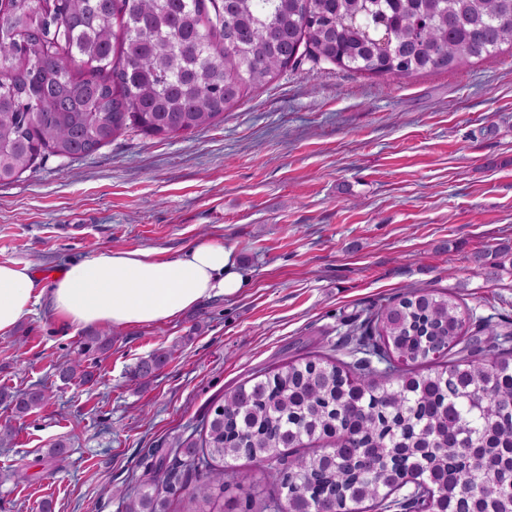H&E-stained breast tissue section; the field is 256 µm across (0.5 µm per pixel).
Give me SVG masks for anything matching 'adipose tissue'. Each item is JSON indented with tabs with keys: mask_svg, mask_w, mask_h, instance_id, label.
Returning <instances> with one entry per match:
<instances>
[{
	"mask_svg": "<svg viewBox=\"0 0 512 512\" xmlns=\"http://www.w3.org/2000/svg\"><path fill=\"white\" fill-rule=\"evenodd\" d=\"M241 286L231 251L215 242L168 260L150 249L101 250L44 285L30 265L0 262V335L43 299L72 326L125 328L177 317L202 299L235 295Z\"/></svg>",
	"mask_w": 512,
	"mask_h": 512,
	"instance_id": "1",
	"label": "adipose tissue"
}]
</instances>
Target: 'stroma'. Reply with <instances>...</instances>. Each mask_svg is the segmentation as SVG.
Wrapping results in <instances>:
<instances>
[{
	"instance_id": "1",
	"label": "stroma",
	"mask_w": 512,
	"mask_h": 512,
	"mask_svg": "<svg viewBox=\"0 0 512 512\" xmlns=\"http://www.w3.org/2000/svg\"><path fill=\"white\" fill-rule=\"evenodd\" d=\"M231 249L243 279L174 320L112 332L105 354L39 304L0 335V390L55 396L15 418L0 404V512H120L152 449L199 440L210 405L274 366L347 360L349 330L410 288L448 291L512 331V49L460 72L383 78L303 61L247 92L223 123L173 139L127 132L96 154L49 158L0 185V262L47 282L101 249L173 259ZM485 267L475 270V256ZM171 350L149 381L137 364ZM83 357L93 382L63 383ZM66 452L50 457L51 443ZM26 474L23 482L12 470Z\"/></svg>"
}]
</instances>
